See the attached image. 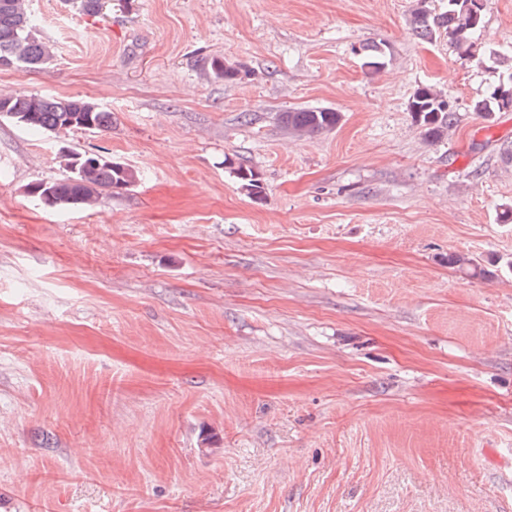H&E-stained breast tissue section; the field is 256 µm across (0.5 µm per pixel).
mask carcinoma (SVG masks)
<instances>
[{
    "mask_svg": "<svg viewBox=\"0 0 512 512\" xmlns=\"http://www.w3.org/2000/svg\"><path fill=\"white\" fill-rule=\"evenodd\" d=\"M428 0H417L410 14L413 34L424 42L442 36L449 38L465 57L475 56L474 35L483 23L486 0H442L439 8H431ZM101 0H64L69 9L83 15H94ZM364 66L379 70L386 56V45L370 41L355 50ZM53 47L39 34L38 22L24 6V0H0V67L16 70L44 68L53 61ZM415 121L430 140H439L454 127L458 116L450 101L431 84L418 85L409 103ZM512 109V71L494 88L491 97L477 100L473 111L488 119L495 112ZM0 117H7L35 134H60L72 129L106 132L112 129V112L98 103L81 98H57L26 91L0 98ZM280 120L298 136H313L336 127L341 120L330 109H298L283 112ZM69 174L49 182L28 186L27 193L47 206L92 209L105 196L118 194L132 186L137 173L112 158L96 153L61 155ZM237 177L248 193L259 198L263 186L258 175L240 166ZM448 264L465 268L475 276L486 274L478 264L461 255L448 256Z\"/></svg>",
    "mask_w": 512,
    "mask_h": 512,
    "instance_id": "carcinoma-1",
    "label": "carcinoma"
}]
</instances>
